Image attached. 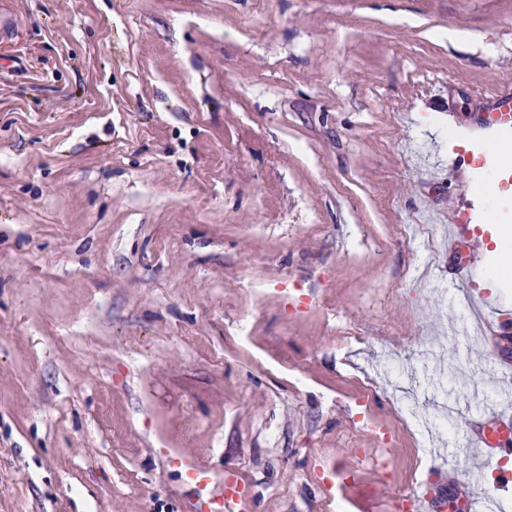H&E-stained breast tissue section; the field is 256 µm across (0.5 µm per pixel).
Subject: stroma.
Wrapping results in <instances>:
<instances>
[{
  "instance_id": "1",
  "label": "stroma",
  "mask_w": 512,
  "mask_h": 512,
  "mask_svg": "<svg viewBox=\"0 0 512 512\" xmlns=\"http://www.w3.org/2000/svg\"><path fill=\"white\" fill-rule=\"evenodd\" d=\"M0 512H402L512 384L445 224L512 302V0H0ZM497 168L499 199L462 155ZM358 473L335 484L336 474ZM333 487H326L325 479ZM481 122L486 127H512V89L501 90L488 101V109L483 113ZM468 220H461L462 224H448V260L457 265V271L464 273V279L456 284L463 286L471 284L477 278L488 275L486 268L473 262L471 247L480 238L476 225L467 224ZM470 223V222H469ZM248 498V488L237 475L227 472L224 477V498L220 509L224 512H238V506Z\"/></svg>"
}]
</instances>
